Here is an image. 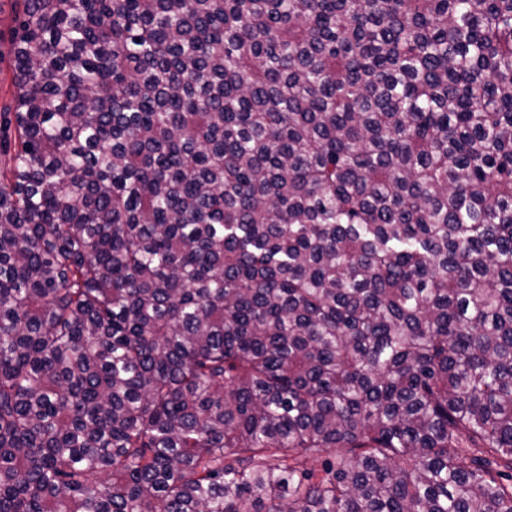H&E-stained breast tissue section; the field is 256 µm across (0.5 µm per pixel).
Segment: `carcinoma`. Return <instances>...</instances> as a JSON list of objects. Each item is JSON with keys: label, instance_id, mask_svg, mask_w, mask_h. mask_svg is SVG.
<instances>
[{"label": "carcinoma", "instance_id": "carcinoma-1", "mask_svg": "<svg viewBox=\"0 0 512 512\" xmlns=\"http://www.w3.org/2000/svg\"><path fill=\"white\" fill-rule=\"evenodd\" d=\"M14 23L0 512H512V0Z\"/></svg>", "mask_w": 512, "mask_h": 512}]
</instances>
